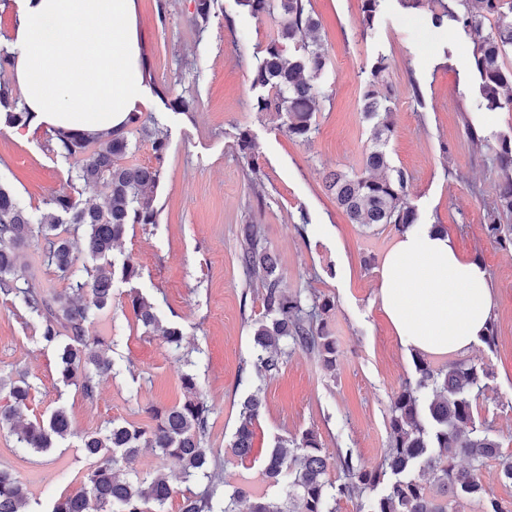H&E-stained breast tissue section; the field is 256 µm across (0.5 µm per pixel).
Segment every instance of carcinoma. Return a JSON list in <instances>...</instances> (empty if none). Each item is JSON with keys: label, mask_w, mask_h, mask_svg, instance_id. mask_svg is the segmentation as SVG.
Here are the masks:
<instances>
[{"label": "carcinoma", "mask_w": 512, "mask_h": 512, "mask_svg": "<svg viewBox=\"0 0 512 512\" xmlns=\"http://www.w3.org/2000/svg\"><path fill=\"white\" fill-rule=\"evenodd\" d=\"M213 0H196L194 21L204 28L209 23ZM256 18L277 21V33L266 43L253 72V84L270 87L274 93L257 99V111L275 112L284 118L288 138L308 143L315 132L316 112L323 91L319 84L327 66L324 46L317 38V19L311 0H238ZM385 0H362V32H375ZM406 10H429L432 24L450 23L474 44L473 67L479 77L478 106L512 110V69L502 59L512 51V0H396ZM494 26L485 31V19ZM298 53H289V47ZM14 54L0 49V119L9 127H26L30 113L21 107L6 78L14 65ZM388 68L385 57L371 66L362 112L372 121L374 146L364 156L359 175L336 173L328 188L353 224L368 227L388 224L400 233L417 223L418 215L408 200V175L390 167L384 146L394 132L393 108L389 97L379 94L376 84ZM130 113L128 122L143 119ZM151 146L156 165H129L128 138L119 131L84 133L53 130L57 150L76 160L69 182L105 183L109 188L104 203L83 204L72 195L59 193L46 200L48 211L37 217L22 208L15 195L0 186V294L41 318L40 336L58 342L57 361L62 381L78 387L85 395L94 393L93 375L108 374L112 361L93 350L86 324L112 301L116 278L131 282L139 269L131 259H110L115 243L131 224L157 223L155 190L161 163L168 149V134L151 115ZM495 159L504 177L497 199L487 212V231L496 242L512 245V225L501 220L512 216V138H502ZM63 224L82 231L87 257L92 264L75 270L73 242L58 232ZM239 261L248 271H263L261 288L263 319L253 327L254 366L260 377L279 371L283 358L295 349L315 354L325 368L336 367V340L328 326L334 301L314 296L306 303L298 294L281 286L277 257L262 245L258 224L240 228ZM32 237L43 239L42 255L47 266L67 282L73 298L62 301L27 281L14 277L18 246ZM138 321L178 349L182 332L165 326L153 303L137 289L129 294ZM415 377L405 381L390 406L391 452L371 468L353 464L352 455L339 456L347 481L338 485L328 478V460L316 433L299 438H280L265 460L268 483L283 484L284 499H274L265 490L247 494L242 488L217 497L209 472L210 449L202 446L210 408L192 373L181 374L184 401L168 409H148L152 424L112 423L105 432L81 439V450L92 460L80 487L56 500L49 512H165L173 494L168 480L160 475L120 478L136 461L143 448H155L171 460L184 481L207 480L204 489L184 497L181 512H239L248 502V512H336L340 497L362 498L359 512H449L451 503L474 500L480 512H512L506 504L486 493L479 479L489 459L499 461L500 472L512 482V456L500 454V444L476 425L473 403L484 394L485 369L466 360L435 367L423 355H414ZM28 386L9 390L11 404L0 410V425L16 435L22 448L46 451L54 441L70 434L65 409H55L48 420L24 421ZM263 409L259 393L245 398L231 448L241 461L254 447V424ZM464 457L467 465L458 466ZM25 485L12 473L0 469V512H29Z\"/></svg>", "instance_id": "1"}]
</instances>
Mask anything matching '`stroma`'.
I'll return each instance as SVG.
<instances>
[{"instance_id": "obj_1", "label": "stroma", "mask_w": 512, "mask_h": 512, "mask_svg": "<svg viewBox=\"0 0 512 512\" xmlns=\"http://www.w3.org/2000/svg\"><path fill=\"white\" fill-rule=\"evenodd\" d=\"M318 36L328 52L321 79L325 98L311 141H292L282 119L255 108L263 88L253 86L256 51L273 34V20H257L238 0H215L206 29L193 22L195 0H134L141 64L152 74L138 111L168 132L169 148L156 189L157 223L129 226L114 247L115 261L133 258L140 275L114 281L112 304L86 325L100 339L115 370L97 377L92 397L61 381L56 346L38 331V319L0 296V407L7 386H29L28 419L65 407L71 434L54 448L20 447L0 428V468L28 488L32 512L79 487L90 461L84 435L112 421L149 424V406L181 403L180 377L193 371L209 408L204 439L220 479L262 483L265 454L276 438L317 433L329 462V478L342 482L339 454L371 468L390 452L388 417L393 396L415 374L413 354L395 336L379 301L380 267L398 238L391 226L349 221L326 188L328 174L358 172L371 146L362 115L366 71L378 55L389 67L377 86L390 95L395 130L386 153L406 171L407 197L419 221L441 228L461 254L481 262L494 294V346L476 343L466 360L483 367L487 388L477 406L479 422L512 454V246L489 237L486 214L501 171L489 146L466 132L477 109L472 44L452 25L432 26L388 0L375 35L362 34L361 0H311ZM192 99L189 111L166 106ZM254 143L253 159L239 152L242 130ZM74 160L60 156L46 127L0 126V184L32 208L68 190L81 202L102 197L104 183L68 185ZM243 224L260 225L264 246L279 259L282 286L310 300L333 298L328 317L336 340V368L295 350L279 372L258 378L252 327L264 314L262 272L238 261ZM15 275L42 289L64 293L36 242L18 250ZM155 304L163 324L182 331L180 350L146 332L128 304L130 288ZM261 389L265 408L255 425L253 460L238 464L230 446L246 396ZM139 474L162 473L174 489L165 512H180L191 483L155 450L142 449Z\"/></svg>"}]
</instances>
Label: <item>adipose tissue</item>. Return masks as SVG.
I'll return each mask as SVG.
<instances>
[{
	"label": "adipose tissue",
	"instance_id": "ef3b65f1",
	"mask_svg": "<svg viewBox=\"0 0 512 512\" xmlns=\"http://www.w3.org/2000/svg\"><path fill=\"white\" fill-rule=\"evenodd\" d=\"M133 0H21L14 81L34 124L81 132L121 127L142 95ZM85 32L78 51L66 48ZM379 296L405 348L467 352L486 330L493 293L484 266L428 224L400 235L380 269Z\"/></svg>",
	"mask_w": 512,
	"mask_h": 512
}]
</instances>
